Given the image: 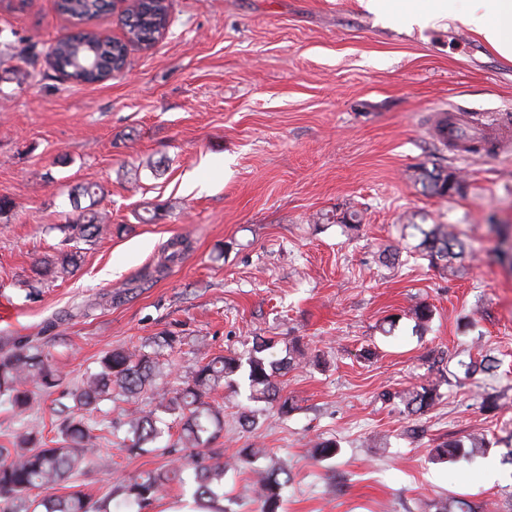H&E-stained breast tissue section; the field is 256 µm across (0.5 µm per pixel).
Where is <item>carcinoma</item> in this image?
<instances>
[{
  "instance_id": "1",
  "label": "carcinoma",
  "mask_w": 512,
  "mask_h": 512,
  "mask_svg": "<svg viewBox=\"0 0 512 512\" xmlns=\"http://www.w3.org/2000/svg\"><path fill=\"white\" fill-rule=\"evenodd\" d=\"M59 12L66 16L77 31L58 38L51 49L52 67L67 79L85 84L101 82L112 72V64L128 55L129 47L148 49L156 41L157 32L168 29L167 0H131L126 9L125 39L104 40L99 33L82 28L90 20L107 13L109 0H57ZM424 191L440 197L458 193L460 179L442 167L425 168L419 176ZM410 236L418 239L413 252L433 266L445 265L465 253V244L446 224H407ZM107 225L97 214L64 226L65 241L73 249L60 253L53 262L44 263L43 270L55 275H70L77 269L79 244L98 238ZM273 341L262 339L253 343L247 357L215 356L199 364L190 379L184 381L172 395L162 397L154 407L137 410L127 415L123 423V443L131 452L149 453L169 432L171 425H181L174 447L190 453L177 458L171 468L162 473H148L121 482L125 495L124 507L145 508L164 485L176 480L185 483L183 474L193 472L194 498L212 500L215 488L224 485L227 464L223 456L202 450L224 429V408L207 401L209 394L224 385L233 392L245 386L247 399L262 403L283 416L294 410L292 399L281 395L275 374L288 372L303 358L301 348H292V356L273 361L266 351ZM159 362L146 346L133 350L117 349L103 355L98 368L86 374L81 385L71 393L76 411L61 422L55 445L44 440L34 426L22 425L16 436L13 452L0 457V512H110L112 499L94 500L81 490L66 495L56 494L57 486L79 473L90 463L109 466V459L99 453V436L94 434L99 423L89 418L99 405L112 398L115 391L132 398L152 385ZM61 378L52 367L49 353L28 343H6L0 346V402L11 406L21 416L32 406L34 389L44 391L60 384ZM439 394L431 382L421 384L401 398L404 411L410 414L431 407ZM464 444L458 440L445 441L431 449L437 461H446L463 455ZM334 441L314 444L312 456L329 460L336 456ZM265 455L262 448H245L240 461L251 466L254 475L253 491L263 502V512L281 509L282 491L290 481L288 472L276 464H259Z\"/></svg>"
}]
</instances>
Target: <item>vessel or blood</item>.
Returning <instances> with one entry per match:
<instances>
[{"label":"vessel or blood","instance_id":"vessel-or-blood-1","mask_svg":"<svg viewBox=\"0 0 512 512\" xmlns=\"http://www.w3.org/2000/svg\"><path fill=\"white\" fill-rule=\"evenodd\" d=\"M431 131L440 145L459 157L470 156L479 147L512 152V116L504 112L486 120L452 105L434 116Z\"/></svg>","mask_w":512,"mask_h":512}]
</instances>
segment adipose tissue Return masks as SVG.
Returning <instances> with one entry per match:
<instances>
[{
    "label": "adipose tissue",
    "instance_id": "1",
    "mask_svg": "<svg viewBox=\"0 0 512 512\" xmlns=\"http://www.w3.org/2000/svg\"><path fill=\"white\" fill-rule=\"evenodd\" d=\"M359 7L385 26L426 30L458 22L483 38L498 55L512 60V0H467L455 12L451 0H357Z\"/></svg>",
    "mask_w": 512,
    "mask_h": 512
}]
</instances>
